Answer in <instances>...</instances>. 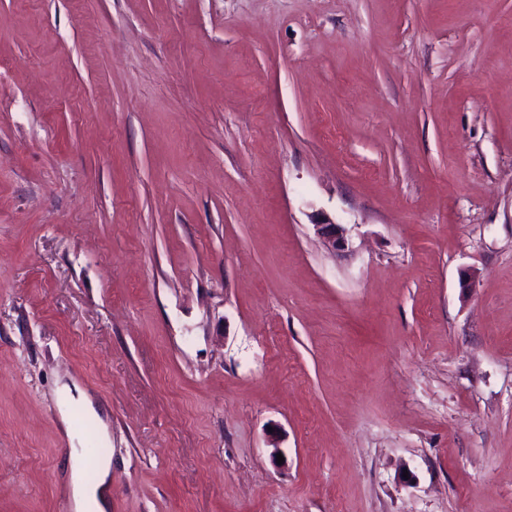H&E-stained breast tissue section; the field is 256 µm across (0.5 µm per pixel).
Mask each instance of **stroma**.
Returning <instances> with one entry per match:
<instances>
[{
    "instance_id": "35a3bbf8",
    "label": "stroma",
    "mask_w": 512,
    "mask_h": 512,
    "mask_svg": "<svg viewBox=\"0 0 512 512\" xmlns=\"http://www.w3.org/2000/svg\"><path fill=\"white\" fill-rule=\"evenodd\" d=\"M72 378L110 512H512V0H0V512ZM317 236L330 251L345 253L351 248L349 231L344 224H336L324 214H319L312 224Z\"/></svg>"
}]
</instances>
